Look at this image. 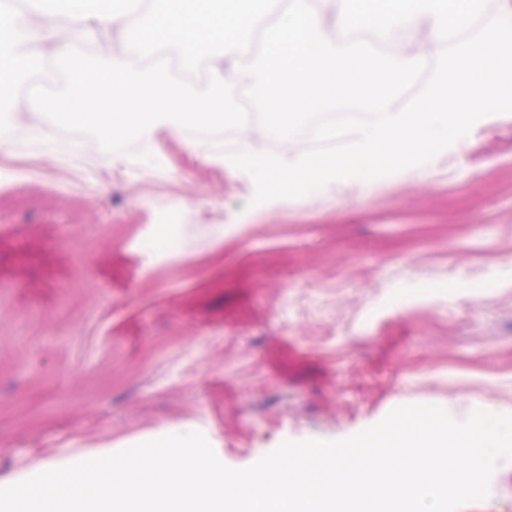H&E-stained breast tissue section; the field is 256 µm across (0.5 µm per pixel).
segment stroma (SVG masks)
<instances>
[{
    "instance_id": "1",
    "label": "stroma",
    "mask_w": 512,
    "mask_h": 512,
    "mask_svg": "<svg viewBox=\"0 0 512 512\" xmlns=\"http://www.w3.org/2000/svg\"><path fill=\"white\" fill-rule=\"evenodd\" d=\"M43 136L71 158L0 135L1 476L161 430L242 469L403 405L512 413V113L277 206L222 165L238 132Z\"/></svg>"
}]
</instances>
